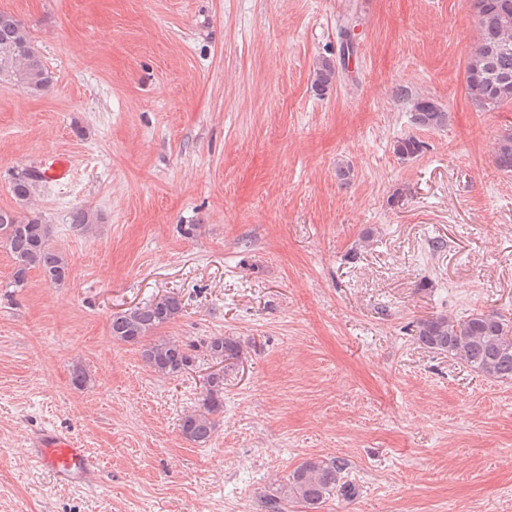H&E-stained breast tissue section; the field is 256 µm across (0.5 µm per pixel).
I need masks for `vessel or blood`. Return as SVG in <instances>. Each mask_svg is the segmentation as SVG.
I'll use <instances>...</instances> for the list:
<instances>
[{
    "mask_svg": "<svg viewBox=\"0 0 512 512\" xmlns=\"http://www.w3.org/2000/svg\"><path fill=\"white\" fill-rule=\"evenodd\" d=\"M46 181L61 182L71 175L68 158L51 155L42 167ZM30 454L37 465L64 485L82 486L89 482L98 465L88 449L82 448L68 434L45 430L30 441Z\"/></svg>",
    "mask_w": 512,
    "mask_h": 512,
    "instance_id": "vessel-or-blood-1",
    "label": "vessel or blood"
}]
</instances>
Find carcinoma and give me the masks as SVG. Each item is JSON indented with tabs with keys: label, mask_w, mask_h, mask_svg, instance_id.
<instances>
[{
	"label": "carcinoma",
	"mask_w": 512,
	"mask_h": 512,
	"mask_svg": "<svg viewBox=\"0 0 512 512\" xmlns=\"http://www.w3.org/2000/svg\"><path fill=\"white\" fill-rule=\"evenodd\" d=\"M475 17L479 36L467 61V92L477 109L490 112L512 102V0H475ZM5 50L10 56L6 65H0L1 82H10L33 97L50 90L54 76L35 48L29 30L13 14L0 11V53ZM344 67L339 53L318 57L312 74L313 92L325 96ZM400 97L410 107L414 126L435 129L448 125V112L434 100L414 96L406 89L400 90ZM423 148V142L413 135L394 145L402 161L417 158ZM493 162L497 169L512 172V128L499 135ZM42 182L41 169H23L13 177L11 193L24 205ZM68 220L75 231L87 234L102 223L103 217L82 206L74 208ZM0 245L13 260L7 287H26L34 270L53 285L61 286L68 279V260L50 245V225L42 215L0 209ZM184 309L182 297L172 292L113 314L109 334L116 342L139 347L146 366L168 378L177 377L205 360L224 363L241 359L243 347L234 336H207L185 343L157 335L160 328L177 321ZM414 336L425 348L459 359L486 378L512 382V318L484 310L460 318L438 315L419 320ZM223 408L224 375L218 372L206 379L198 403L180 418L178 428L182 437L198 446L206 445L216 429L215 415ZM343 471L344 463L338 459L309 458L288 475L282 485L283 497L308 509H317L334 496L352 499L357 489L344 480Z\"/></svg>",
	"instance_id": "obj_1"
}]
</instances>
